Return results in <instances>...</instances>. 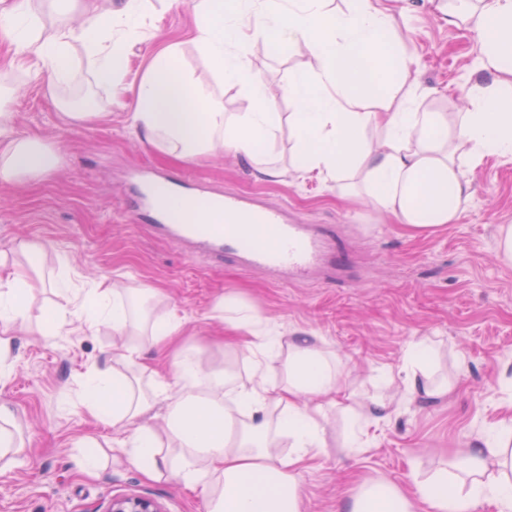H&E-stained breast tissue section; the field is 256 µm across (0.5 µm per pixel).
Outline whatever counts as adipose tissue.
I'll list each match as a JSON object with an SVG mask.
<instances>
[{
  "label": "adipose tissue",
  "mask_w": 512,
  "mask_h": 512,
  "mask_svg": "<svg viewBox=\"0 0 512 512\" xmlns=\"http://www.w3.org/2000/svg\"><path fill=\"white\" fill-rule=\"evenodd\" d=\"M64 22L43 35L33 0H9L0 7V29L14 47L12 66L55 87L73 63V44L81 42L97 80L111 91L122 88L120 62L129 43L141 40L146 14L141 0H48ZM195 42L216 67L217 81L243 88L250 111L226 115L208 86L181 67L179 44L167 46L135 89L133 126L165 153L189 159L213 146L230 144L256 158L258 145L273 137L274 115L265 83L255 75L242 49L246 32H268L277 43L304 44L315 62L290 79L286 92L296 104L288 126L300 147L296 167L324 180L361 173L366 192L379 208L397 216L416 235L452 223L473 194L468 168L486 157L512 156V0H449L451 24L471 26L478 50L469 86L455 104L456 123L444 112L417 106L418 84L401 87L394 73H407L408 60L389 65L386 42L393 15L380 0H352L337 12L329 0H195ZM83 17L81 30L66 17ZM375 125L380 145L359 139L357 129ZM58 159L45 144L16 133L15 116L0 111V179L51 171ZM29 269L16 267L0 278V323L24 322ZM110 284L101 282L83 295L60 287L49 333L59 334L70 318L86 329L110 323L115 333L132 324L130 311L112 303ZM234 335L228 346L259 353L248 376L231 366L206 368L178 344L177 315L156 323L149 345L174 352L169 376H151L130 350L120 361L125 372L96 367L86 374L89 411L115 431L135 426L129 459L150 478L180 481L208 493V512H303L298 474L324 447L318 416L339 407L342 359L319 348L308 336L281 344L259 314L227 298ZM288 366L278 364L280 348ZM435 349L428 340L405 351L387 382L402 380L410 396L444 397L449 382L431 378ZM163 403V429L143 417ZM459 473L439 470L406 489L364 480L342 499L339 512H475L484 500L497 512H512V421L490 427L479 448L461 456Z\"/></svg>",
  "instance_id": "1"
}]
</instances>
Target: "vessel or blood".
Masks as SVG:
<instances>
[{"mask_svg": "<svg viewBox=\"0 0 512 512\" xmlns=\"http://www.w3.org/2000/svg\"><path fill=\"white\" fill-rule=\"evenodd\" d=\"M211 209L224 215L220 224H179L163 209L165 199ZM132 221L152 216L155 230L189 244L213 261L243 263L289 279H305L323 265L345 267L347 258L331 240L330 229L289 218L284 207L249 205L236 193L189 189L185 177L141 171L136 195L127 208Z\"/></svg>", "mask_w": 512, "mask_h": 512, "instance_id": "vessel-or-blood-1", "label": "vessel or blood"}]
</instances>
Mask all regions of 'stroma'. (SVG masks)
<instances>
[{"mask_svg": "<svg viewBox=\"0 0 512 512\" xmlns=\"http://www.w3.org/2000/svg\"><path fill=\"white\" fill-rule=\"evenodd\" d=\"M395 17L391 39L416 62L430 94L421 107L448 111V96L468 84L476 37L446 23L430 0H386ZM144 41L130 44L122 62L123 94L96 83L82 52L59 92L44 80L19 74L0 95L16 115L19 135L59 150L58 167L21 182H0V255L21 260L28 243L39 246L33 262L44 274L24 326L0 325L8 339V374L0 377V404L12 411L18 444L0 460V512H106L112 498H152L165 512H205L201 491L171 479L152 480L128 460L111 425L93 419L82 384L90 365L111 366L114 356L138 348L145 364L169 372L171 354L146 348L148 325L117 336L111 327L85 331L79 322L59 335L46 332L56 281L88 289L111 283L121 302L136 288L157 289L148 306L152 319L176 313L185 320L180 338L203 365L220 364L216 343L224 323L216 305L239 298L287 336L310 334L319 347L345 363L343 381L356 405L383 395L381 370L397 368L407 346L431 339L436 377H451L443 399L413 398L386 420L371 423L365 445L345 448L352 419L326 409V446L299 476L305 512H336L357 479L383 478L400 486L431 477L442 460L480 445L489 425L512 411L502 375L512 366V265L496 256L498 227L512 225V158L490 157L469 170L474 194L451 224L429 235H410L391 213L367 197L360 176L320 181L297 173V143L288 133L294 103L282 93L297 69L312 61L301 45L277 51L256 39L249 60L266 82L275 114V141L260 148L281 174L260 175L252 162L226 147L182 160L149 145L132 126V89L155 56L170 43L182 49L180 64L209 85L225 112H245L251 101L241 87L216 80L194 42L193 0H146ZM74 105L93 99L103 116L83 125L66 122L58 96ZM147 166L186 174L190 183L231 191L288 207L311 224L336 225L352 256L350 280L277 283L265 271L231 263L215 266L177 243L129 223L130 173ZM99 446L93 475L80 469L81 438Z\"/></svg>", "mask_w": 512, "mask_h": 512, "instance_id": "35a3bbf8", "label": "stroma"}]
</instances>
